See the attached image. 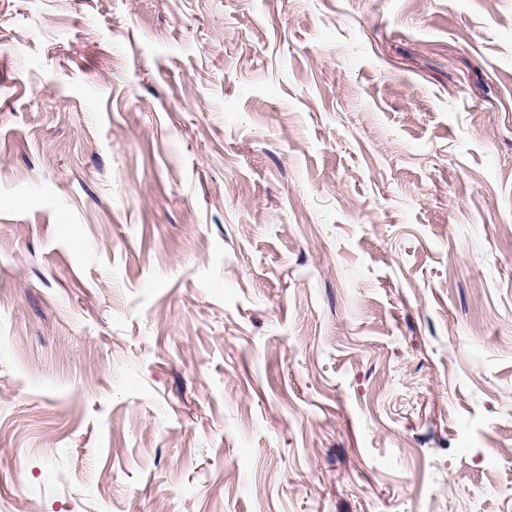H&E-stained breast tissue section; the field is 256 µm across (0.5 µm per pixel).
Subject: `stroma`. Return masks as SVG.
<instances>
[{"instance_id":"obj_1","label":"stroma","mask_w":512,"mask_h":512,"mask_svg":"<svg viewBox=\"0 0 512 512\" xmlns=\"http://www.w3.org/2000/svg\"><path fill=\"white\" fill-rule=\"evenodd\" d=\"M0 512H512V0H0Z\"/></svg>"}]
</instances>
